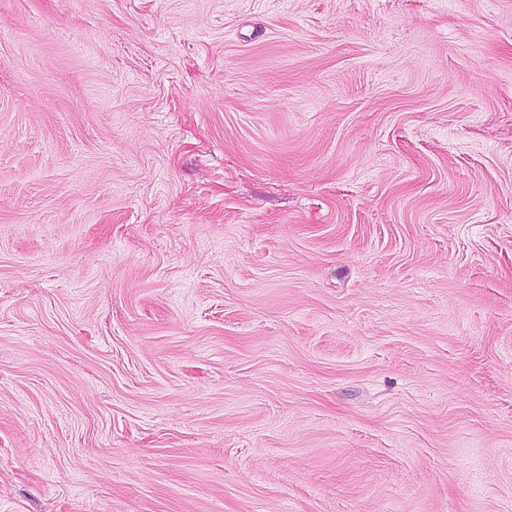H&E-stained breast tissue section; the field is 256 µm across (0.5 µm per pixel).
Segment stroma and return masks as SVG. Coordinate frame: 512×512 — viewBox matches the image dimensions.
Returning a JSON list of instances; mask_svg holds the SVG:
<instances>
[{"label": "stroma", "instance_id": "35a3bbf8", "mask_svg": "<svg viewBox=\"0 0 512 512\" xmlns=\"http://www.w3.org/2000/svg\"><path fill=\"white\" fill-rule=\"evenodd\" d=\"M0 512H512V0H0Z\"/></svg>", "mask_w": 512, "mask_h": 512}]
</instances>
